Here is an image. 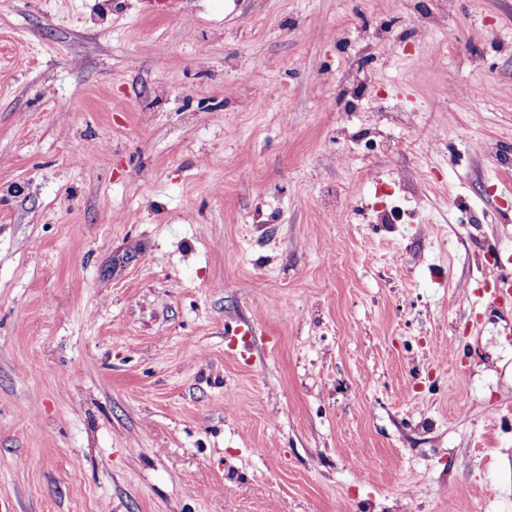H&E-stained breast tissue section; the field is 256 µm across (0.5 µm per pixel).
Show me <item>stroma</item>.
I'll return each instance as SVG.
<instances>
[{
  "label": "stroma",
  "mask_w": 512,
  "mask_h": 512,
  "mask_svg": "<svg viewBox=\"0 0 512 512\" xmlns=\"http://www.w3.org/2000/svg\"><path fill=\"white\" fill-rule=\"evenodd\" d=\"M0 499L512 512V0H0Z\"/></svg>",
  "instance_id": "stroma-1"
}]
</instances>
